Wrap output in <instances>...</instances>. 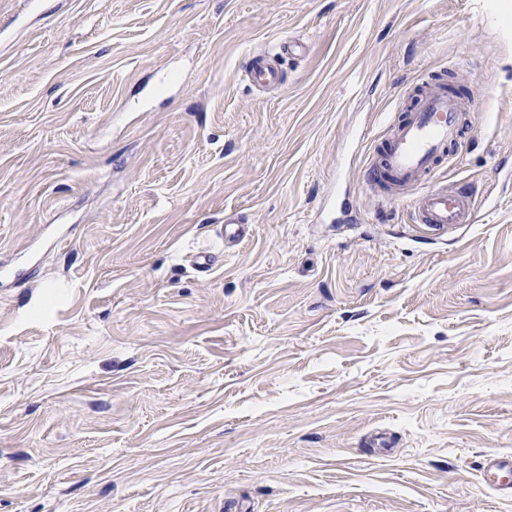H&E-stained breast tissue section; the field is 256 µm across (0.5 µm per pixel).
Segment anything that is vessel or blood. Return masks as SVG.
I'll use <instances>...</instances> for the list:
<instances>
[{"label":"vessel or blood","instance_id":"vessel-or-blood-1","mask_svg":"<svg viewBox=\"0 0 512 512\" xmlns=\"http://www.w3.org/2000/svg\"><path fill=\"white\" fill-rule=\"evenodd\" d=\"M250 75L261 87L282 82L278 69L261 59L252 62ZM465 111L479 113L481 122L491 120L477 99L465 100L441 86L426 85L416 107L394 121L384 150L374 157L369 169L371 189L381 191L386 200L409 202L416 222L435 230H451L472 221V195L419 187L448 145L458 139L460 116ZM415 186L419 194L410 195Z\"/></svg>","mask_w":512,"mask_h":512}]
</instances>
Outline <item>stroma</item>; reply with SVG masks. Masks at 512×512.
I'll list each match as a JSON object with an SVG mask.
<instances>
[{"label":"stroma","instance_id":"1","mask_svg":"<svg viewBox=\"0 0 512 512\" xmlns=\"http://www.w3.org/2000/svg\"><path fill=\"white\" fill-rule=\"evenodd\" d=\"M438 76L446 233L365 182ZM493 453L512 0H0V512H512ZM250 75L254 84L261 87L280 85L282 78L278 69L272 67L262 59H256L251 63Z\"/></svg>","mask_w":512,"mask_h":512}]
</instances>
